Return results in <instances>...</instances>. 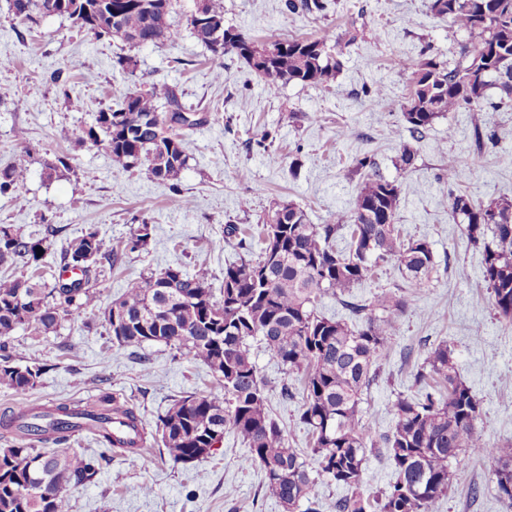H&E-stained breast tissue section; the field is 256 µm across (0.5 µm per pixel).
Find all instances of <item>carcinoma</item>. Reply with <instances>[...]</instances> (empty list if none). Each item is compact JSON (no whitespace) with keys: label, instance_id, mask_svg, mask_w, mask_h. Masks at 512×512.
<instances>
[{"label":"carcinoma","instance_id":"1","mask_svg":"<svg viewBox=\"0 0 512 512\" xmlns=\"http://www.w3.org/2000/svg\"><path fill=\"white\" fill-rule=\"evenodd\" d=\"M57 2L9 0V8L31 24L57 11L96 39L115 35L134 48L174 38L167 22L172 0H66L59 11ZM286 6L294 13L323 9L322 0H287ZM428 8L471 39L460 44V61L453 67L424 52L400 58L399 67L410 79L403 116L418 141L440 117L483 111L491 89L499 91L500 103H512V0H429ZM188 25L214 56L234 52L244 59L272 93L289 83L326 88L340 71L330 32L258 42L224 26L223 0H198ZM200 124L176 88L163 82L127 89L117 108L98 112L83 134L104 145L123 168L165 182L186 168L191 134ZM29 165L30 155L24 153L0 168V195L25 182ZM399 197L396 181L367 173L349 208L326 224L310 223L306 211L292 202L276 203L260 224L259 251L239 240L244 254L224 269L218 299L205 275L179 266L126 283L104 312L112 343L122 348L163 343L177 356L203 362L219 386L217 392L184 395L159 416L155 442L172 464L207 458L230 430L248 448L244 464L264 471L265 491L286 512H298L320 480L349 491L328 504L330 512H433L456 482L454 464L483 456L496 462L491 483L498 497L512 503L507 491L512 443L491 446L476 431L479 401L458 378L446 344L431 351L414 375L419 396L399 397L392 404L394 425L381 442L394 464L395 482L375 503L358 492L367 452L376 445L362 422V394L399 329L395 318L380 317L376 310L401 312L408 300L390 291L369 302H347L353 324L322 315L315 302L327 294L349 293L389 261L406 287L425 286L435 268L434 252L425 238L400 239ZM448 208L481 246L482 275L493 306L512 323V199L485 204L452 191ZM152 233L153 225L140 224L115 249L106 248L95 228L68 240L61 262L83 270L69 284L23 275L0 278V386L24 394L48 370L16 363L11 336L19 329L46 336L72 311L95 309L99 295L90 280L105 276L98 265L104 260L112 267L124 254L146 248ZM344 237L349 238L346 247H336ZM48 251L44 240L0 225V266H38ZM255 338L286 370L301 375L298 419L309 436L307 453L290 445L271 414L266 384L249 348ZM81 420L108 449L135 451L145 440L134 408L105 397L91 410L67 403L12 409L0 426L28 444L0 448V512H70L67 488L93 482L103 459L72 447ZM49 441L54 447H42Z\"/></svg>","mask_w":512,"mask_h":512}]
</instances>
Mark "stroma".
<instances>
[{
	"label": "stroma",
	"mask_w": 512,
	"mask_h": 512,
	"mask_svg": "<svg viewBox=\"0 0 512 512\" xmlns=\"http://www.w3.org/2000/svg\"><path fill=\"white\" fill-rule=\"evenodd\" d=\"M285 3L224 0V23L258 41L334 32L341 69L331 86L290 83L269 93L243 59L232 53L214 57L193 37L187 19L195 0H174V41L140 48L117 38L95 39L63 16L22 22L9 0H0V167L21 152L31 156L24 184L0 195V224L47 239L49 272L58 270L66 241L88 227L113 247L138 224L154 227L147 250L125 254L99 283L97 310L73 312L46 336L20 330L12 337L24 363L49 370L22 395L0 386V413L22 402L88 405L108 394L133 405L142 419L147 459L112 450L94 483L69 490L71 512H285L266 494L262 469L243 466L248 449L233 432H225L215 453L199 462L175 466L160 454L153 441L158 417L174 399L213 388L215 379L202 362L176 357L162 344L113 346L103 311L127 281L169 265L205 273L213 292H220L225 268L241 255L235 239L225 237V225L255 227L276 201L301 206L311 223H327L354 195L360 178L352 169L364 156L398 181L401 235L427 239L436 263L423 289L408 290L409 304L397 315L399 330L362 395L368 431L377 438L391 432L393 402L415 395L416 370L443 343L480 403L478 433L492 445L512 442V323L492 304L481 248L448 209L453 189L484 203L512 198V107H498L499 94L490 90L482 112L451 113L414 140L403 117L408 77L398 59L428 48L456 62L464 34L432 15L428 0H324L323 11L295 14ZM351 29L357 40L344 43ZM119 55L133 57L137 82L175 86L182 103L203 118L175 183L124 169L102 147L76 135L127 88L126 75L112 67ZM218 69L224 72L220 81L214 77ZM377 85L385 88L379 100L369 94ZM72 94L82 98L81 109L71 108ZM264 134L272 143L267 152L256 145ZM406 146L415 152V165L401 172L393 162ZM452 156L461 165L449 183L442 175ZM61 157L68 169H56ZM180 198L191 200V208H179ZM250 349L267 384L270 410L292 447L306 449L298 375L259 341ZM285 387L292 397L282 395ZM494 467L484 457L462 460L458 481L438 512H512L487 488Z\"/></svg>",
	"instance_id": "1"
}]
</instances>
